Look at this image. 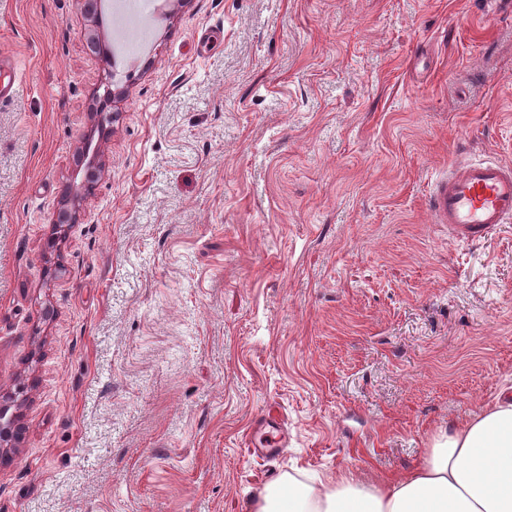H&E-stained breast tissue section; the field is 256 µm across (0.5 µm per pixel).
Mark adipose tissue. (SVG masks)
Listing matches in <instances>:
<instances>
[{
	"label": "adipose tissue",
	"instance_id": "1",
	"mask_svg": "<svg viewBox=\"0 0 512 512\" xmlns=\"http://www.w3.org/2000/svg\"><path fill=\"white\" fill-rule=\"evenodd\" d=\"M248 512H512V393L439 429L413 469L378 484L283 474Z\"/></svg>",
	"mask_w": 512,
	"mask_h": 512
}]
</instances>
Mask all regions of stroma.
<instances>
[{"instance_id": "35a3bbf8", "label": "stroma", "mask_w": 512, "mask_h": 512, "mask_svg": "<svg viewBox=\"0 0 512 512\" xmlns=\"http://www.w3.org/2000/svg\"><path fill=\"white\" fill-rule=\"evenodd\" d=\"M0 0V512H246L370 484L512 387V224L428 198L512 165V0ZM120 99L102 104L103 83ZM103 169L67 230L77 156ZM280 407L288 444L244 447ZM434 222L456 236L479 240L497 224L512 222V165L466 160L448 168L432 197ZM82 201L83 195L78 192L65 195L61 207L57 211L55 221L53 222L56 230H61L75 223L76 212L79 210ZM18 406L15 393L0 390V452L17 447L19 442Z\"/></svg>"}]
</instances>
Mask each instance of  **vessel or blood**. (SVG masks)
Returning a JSON list of instances; mask_svg holds the SVG:
<instances>
[{
	"label": "vessel or blood",
	"instance_id": "vessel-or-blood-1",
	"mask_svg": "<svg viewBox=\"0 0 512 512\" xmlns=\"http://www.w3.org/2000/svg\"><path fill=\"white\" fill-rule=\"evenodd\" d=\"M435 223L453 228L458 238L478 240L498 224L512 222V165L493 160H466L449 168L432 197ZM269 427L261 445L262 455L280 452V415L268 413Z\"/></svg>",
	"mask_w": 512,
	"mask_h": 512
}]
</instances>
